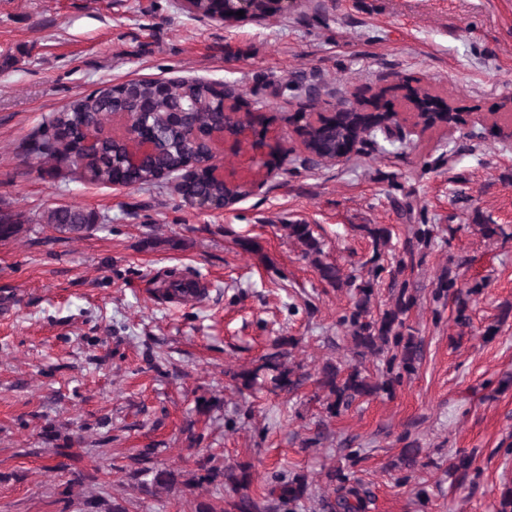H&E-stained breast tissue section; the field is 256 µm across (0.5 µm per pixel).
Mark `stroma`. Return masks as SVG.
Instances as JSON below:
<instances>
[{
    "label": "stroma",
    "instance_id": "obj_1",
    "mask_svg": "<svg viewBox=\"0 0 512 512\" xmlns=\"http://www.w3.org/2000/svg\"><path fill=\"white\" fill-rule=\"evenodd\" d=\"M291 77L332 102L424 87L467 123L411 127L404 142L304 168L286 121L301 101L271 88ZM140 78L233 86L277 115L269 136L289 161L260 171L218 153L217 167L252 180L251 193L201 210L165 191L89 182L34 151L50 115ZM494 112L512 113V0H299L232 27L179 0H0V212L20 225L0 240V512H110L117 498L127 512H195L217 497L193 481L206 458L254 465V496L268 472L306 474L311 495L292 512H326L336 467L370 487L371 512H496L512 488V137ZM405 198L441 228L405 273L423 361L392 395L329 416L313 376L325 360L351 362L338 324L351 296L320 279L286 227L311 225L327 261L363 275L373 255L363 225L389 226L388 251L399 253L414 229L393 205ZM59 206L98 222L66 238L41 221ZM484 224L506 237L485 238ZM454 265L483 285L465 325L430 296ZM174 279L199 281L203 298L161 299ZM281 336L294 339L291 360L308 380L292 394H238L230 371L259 364ZM201 398L211 411H198ZM191 431L202 436L195 451ZM412 441L425 466L404 484L393 463ZM153 447L131 479L134 456ZM461 450L476 454L463 481L450 470ZM158 470L170 477L155 488Z\"/></svg>",
    "mask_w": 512,
    "mask_h": 512
}]
</instances>
